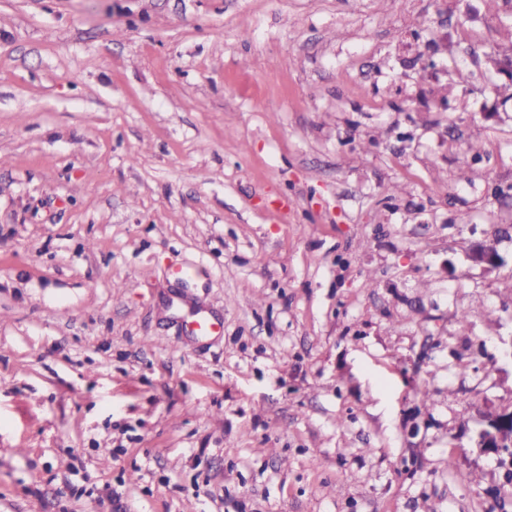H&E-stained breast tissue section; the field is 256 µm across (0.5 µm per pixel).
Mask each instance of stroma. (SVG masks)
Instances as JSON below:
<instances>
[{
	"mask_svg": "<svg viewBox=\"0 0 512 512\" xmlns=\"http://www.w3.org/2000/svg\"><path fill=\"white\" fill-rule=\"evenodd\" d=\"M506 49L512 0H0V512H512ZM501 413L487 412L485 422H492ZM478 444L486 455H491L506 468L507 475L512 474V417L504 416L491 426L485 427L479 433Z\"/></svg>",
	"mask_w": 512,
	"mask_h": 512,
	"instance_id": "1",
	"label": "stroma"
}]
</instances>
